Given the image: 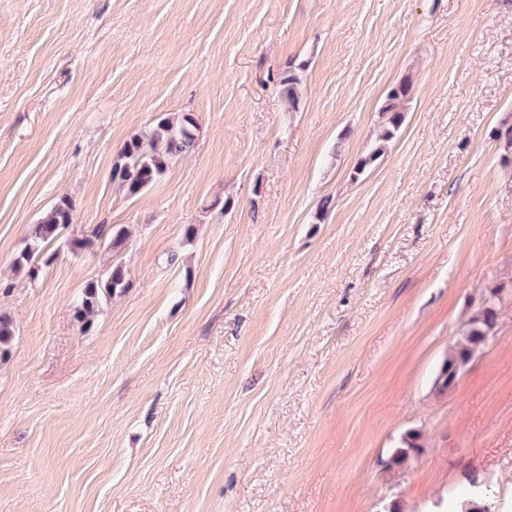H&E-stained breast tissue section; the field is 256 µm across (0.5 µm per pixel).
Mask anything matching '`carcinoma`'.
<instances>
[{
  "instance_id": "obj_1",
  "label": "carcinoma",
  "mask_w": 512,
  "mask_h": 512,
  "mask_svg": "<svg viewBox=\"0 0 512 512\" xmlns=\"http://www.w3.org/2000/svg\"><path fill=\"white\" fill-rule=\"evenodd\" d=\"M409 88L405 84L392 87L381 108L384 126L380 140L384 143L396 137L404 120V102ZM197 128L193 116H162L149 132L128 140L120 152L119 160L112 167V181L130 197L141 194L152 186L177 158L189 153L195 146ZM75 220V207L67 196L60 197L54 205L32 225L26 244L15 260L17 270L34 280L42 266L50 264L55 254L48 248L62 240L63 231ZM127 287L125 270L116 265L105 282L91 281L84 289L75 317L88 330L103 300ZM498 314L492 310L477 309L467 320L460 337L448 349V369L465 365L483 346L482 336L494 328ZM424 447L422 434L416 430L406 432L391 453L389 467L406 464L410 457ZM446 512H495L492 502L484 498L482 486L475 480L448 500Z\"/></svg>"
}]
</instances>
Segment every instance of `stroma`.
Wrapping results in <instances>:
<instances>
[{
  "instance_id": "obj_1",
  "label": "stroma",
  "mask_w": 512,
  "mask_h": 512,
  "mask_svg": "<svg viewBox=\"0 0 512 512\" xmlns=\"http://www.w3.org/2000/svg\"><path fill=\"white\" fill-rule=\"evenodd\" d=\"M183 113L194 150L128 197L125 142ZM510 127L512 0H0V512H435L470 477L512 512ZM64 195L65 237L127 239L29 279ZM408 93L409 88L405 84L394 86L388 91L380 111L385 122L380 135L383 143L391 141L399 132L404 120L403 105ZM75 220V207L67 196L60 197L41 217L32 224L26 244L15 260L18 271H24L29 279H36L43 265H49L55 254L48 248L62 241L63 231ZM127 287L125 270L116 265L112 268L105 282L91 281L84 289L80 303L75 309V317L82 324L83 330H89L93 318L98 312L103 300ZM498 314L492 310H483L480 307L469 317L460 334V337L448 349V353L444 358L448 371L457 369L459 366L465 365L475 353H477L484 345V342L495 336H485L489 329H493L497 323ZM419 448H424L422 434L416 430L406 432L401 437L398 445L392 450L389 467L403 466L410 457L418 453Z\"/></svg>"
}]
</instances>
